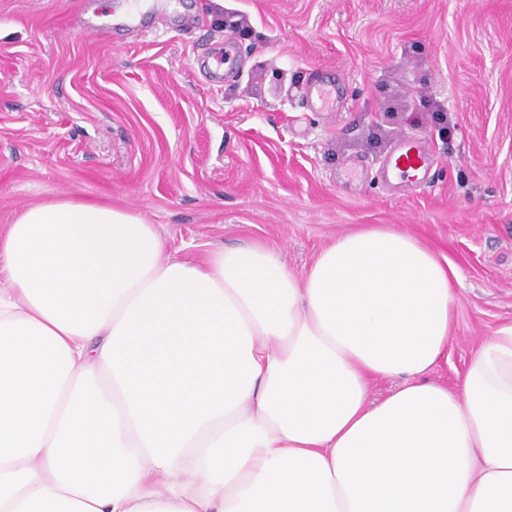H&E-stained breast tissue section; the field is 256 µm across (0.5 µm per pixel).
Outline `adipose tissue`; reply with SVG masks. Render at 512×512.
<instances>
[{"label": "adipose tissue", "instance_id": "adipose-tissue-1", "mask_svg": "<svg viewBox=\"0 0 512 512\" xmlns=\"http://www.w3.org/2000/svg\"><path fill=\"white\" fill-rule=\"evenodd\" d=\"M457 278L390 224L296 274L261 243L168 258L103 202L26 207L0 229V512H512V323L431 378Z\"/></svg>", "mask_w": 512, "mask_h": 512}]
</instances>
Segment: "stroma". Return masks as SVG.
<instances>
[{
  "label": "stroma",
  "mask_w": 512,
  "mask_h": 512,
  "mask_svg": "<svg viewBox=\"0 0 512 512\" xmlns=\"http://www.w3.org/2000/svg\"><path fill=\"white\" fill-rule=\"evenodd\" d=\"M142 0L194 13L183 28L112 33L130 0H0V225L47 197L129 208L155 224L166 255L259 241L294 272L331 238L391 224L448 258L459 304L448 361L512 323V0ZM240 12L251 31L225 29ZM103 25L86 29L82 18ZM343 80L338 112H315L308 78ZM399 81L447 110L391 122ZM433 162L423 189L378 171L403 135ZM359 157L365 177L341 183Z\"/></svg>",
  "instance_id": "stroma-1"
}]
</instances>
